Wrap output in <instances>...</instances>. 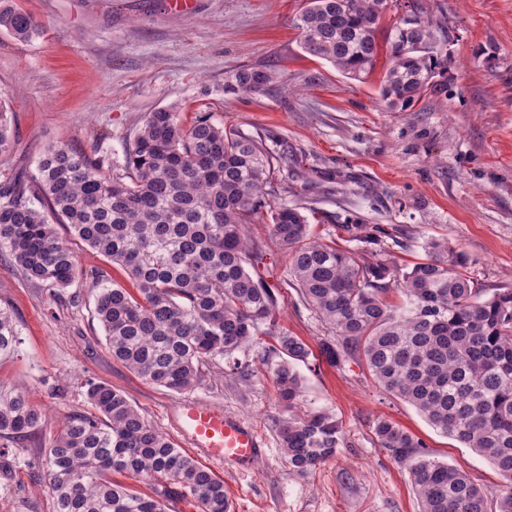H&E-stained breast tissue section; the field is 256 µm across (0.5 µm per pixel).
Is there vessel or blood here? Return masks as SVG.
I'll return each mask as SVG.
<instances>
[{"label": "vessel or blood", "instance_id": "obj_1", "mask_svg": "<svg viewBox=\"0 0 512 512\" xmlns=\"http://www.w3.org/2000/svg\"><path fill=\"white\" fill-rule=\"evenodd\" d=\"M171 418L183 440L210 463L244 468L262 451L257 429L223 406L185 400L174 407Z\"/></svg>", "mask_w": 512, "mask_h": 512}]
</instances>
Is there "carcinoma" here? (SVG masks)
<instances>
[{"label":"carcinoma","instance_id":"1","mask_svg":"<svg viewBox=\"0 0 512 512\" xmlns=\"http://www.w3.org/2000/svg\"><path fill=\"white\" fill-rule=\"evenodd\" d=\"M387 0H306L297 19L302 49L361 79L378 60ZM41 24L0 0V31L29 41ZM379 95L406 111L447 87L431 25L404 19L386 37ZM276 73L241 66L224 92L253 95ZM8 110L0 106V156L11 148ZM276 159L262 140L199 116L148 113L127 149L112 159L47 147L37 172H16L0 187V256L24 278L58 295L78 277L76 256L56 231L70 232L131 283L104 274L95 316L112 358L141 378L180 394L203 386L219 362L224 377L251 378L236 353L258 348L270 368L280 412L273 431L288 463L307 474L336 457L344 435L329 410L297 411V366L313 357L332 368L364 359L373 381L415 407L429 424L484 457L512 481V289L474 287L467 256L431 240L405 270L381 246L378 224H340L346 247L310 238L303 207L269 200ZM260 218L287 252L301 303L331 329L317 350L278 324L274 289L252 269L263 258L248 237ZM404 297L389 304L390 291ZM12 313L0 309V353L15 350ZM274 340L271 345L263 338ZM92 411L68 418L44 454L54 512H165L192 500L198 512H228L224 481L171 441L112 386L89 381ZM42 410L23 391H0V488L15 483L20 440L39 428ZM380 446L412 475L419 512H512V486L499 491L436 459L424 440L379 418ZM149 486L145 494L112 479Z\"/></svg>","mask_w":512,"mask_h":512}]
</instances>
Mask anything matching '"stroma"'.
Wrapping results in <instances>:
<instances>
[{
  "mask_svg": "<svg viewBox=\"0 0 512 512\" xmlns=\"http://www.w3.org/2000/svg\"><path fill=\"white\" fill-rule=\"evenodd\" d=\"M12 2L43 30L30 41L0 33V104L14 123L0 184L19 168L35 170L50 145L111 153L120 170L148 113L172 107L189 124L206 112L287 156L272 200L305 207L317 239H334L340 224L396 226L399 265L421 257L429 239H444L466 252L475 287L512 288V0H388L382 33L403 18L430 21L452 77L446 92L405 112L382 105L384 61L358 81L303 51L296 21L305 0H193L186 13L168 0ZM241 66L272 67L278 79L251 96L225 93V76ZM250 232L263 249L255 272L275 291L281 328L317 345L329 329L299 301L284 250L268 225ZM72 247L80 275L57 297L0 262V307L20 338L14 354L0 356V390L24 391L45 412L23 441L16 484L0 490V512H53L41 460L66 419L89 411L86 380L121 391L184 445L169 419L179 395L113 360L95 316L97 272L121 285L124 272L80 240ZM298 370L301 411L333 412L346 442L308 474L292 469L271 428L277 401L264 365L255 363L251 384L219 376L188 393L252 423L265 441L250 471L213 468L234 512H418L408 468L374 436L380 418L423 438L479 485L504 486L486 459L379 388L364 361L337 369L311 360Z\"/></svg>",
  "mask_w": 512,
  "mask_h": 512,
  "instance_id": "1",
  "label": "stroma"
}]
</instances>
